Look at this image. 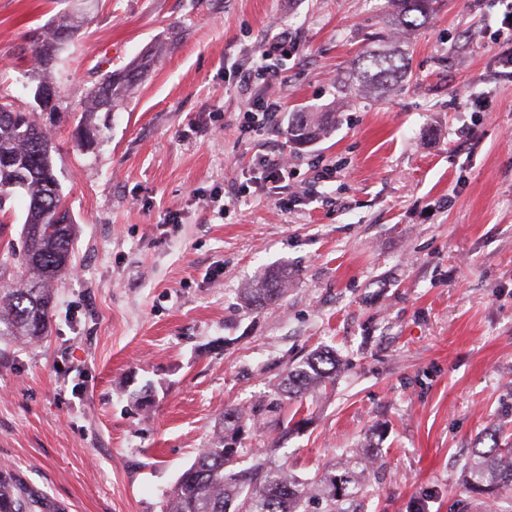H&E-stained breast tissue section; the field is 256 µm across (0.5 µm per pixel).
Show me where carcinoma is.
I'll return each mask as SVG.
<instances>
[{
	"label": "carcinoma",
	"mask_w": 512,
	"mask_h": 512,
	"mask_svg": "<svg viewBox=\"0 0 512 512\" xmlns=\"http://www.w3.org/2000/svg\"><path fill=\"white\" fill-rule=\"evenodd\" d=\"M437 0H389L386 23L392 38L401 37L408 28L421 26L435 11ZM72 25L68 17L59 19L50 35L37 39L33 57L60 46L58 32ZM153 56L146 55L126 66L100 75L81 107L76 142L84 147L95 139L94 116L106 103L118 107L129 91L148 71ZM406 57L398 48L375 49L354 63L355 87L350 94H380L406 73ZM49 62L38 68L40 83L53 89L56 101L52 111H67L61 91L45 80ZM12 104L0 102V156L15 160L0 164V208L23 183L28 197L22 233L25 249L21 255L7 251L0 255V281L7 266L17 262L16 277L0 285V338L17 343L42 340L48 335L53 316L52 284L67 271L76 230L74 222L60 224L57 210L64 207L52 156H40V146L54 150L51 131L37 125L33 112L5 111ZM329 129V116L315 118L297 112L288 124V140L296 145L313 143ZM288 290V272L272 270L255 287L244 291L246 301L262 308L279 299ZM336 379V358L317 351L290 368L275 393L298 401ZM248 416L236 407L224 409L214 440L199 451L194 463L183 471L164 501L163 512H308L313 500L324 503L322 512H357L356 498L369 491L368 476L374 467L372 458L349 457L333 468L307 480H301L284 466L238 468V460L247 452L235 446L233 434ZM492 445L471 449L465 467L463 493L476 492L495 502L497 492L512 487V439L500 441L490 434ZM0 512H69L67 506L48 491L30 483L19 471L0 467Z\"/></svg>",
	"instance_id": "carcinoma-1"
}]
</instances>
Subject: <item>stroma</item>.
Masks as SVG:
<instances>
[{"instance_id":"obj_1","label":"stroma","mask_w":512,"mask_h":512,"mask_svg":"<svg viewBox=\"0 0 512 512\" xmlns=\"http://www.w3.org/2000/svg\"><path fill=\"white\" fill-rule=\"evenodd\" d=\"M386 0H0V99L36 109L34 41L84 23L50 77L72 113L53 163L77 225L48 336L0 340V465L70 512H162L225 407L251 414L245 464L299 478L377 452L364 512H490L459 495L480 437L512 436V81L491 0H441L402 39L409 71L382 97L342 98L378 46ZM288 32V95L239 83L267 34ZM154 50L80 150L74 110L101 73ZM332 112L293 148L288 120ZM474 130L473 139L462 128ZM290 177L266 181L267 155ZM27 199L0 209L21 250ZM287 293L242 299L268 270ZM336 356L333 385L276 400L289 367ZM151 385L148 401L132 394Z\"/></svg>"}]
</instances>
